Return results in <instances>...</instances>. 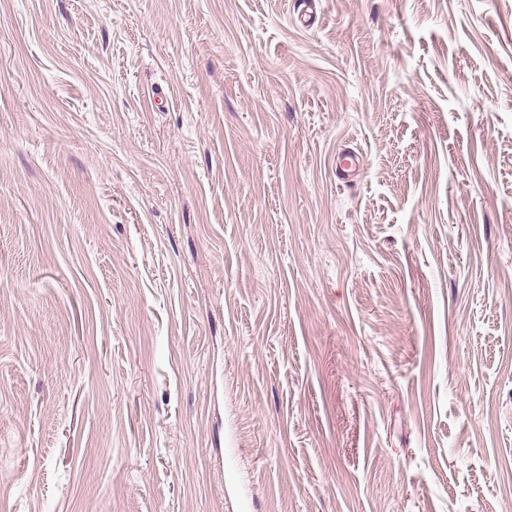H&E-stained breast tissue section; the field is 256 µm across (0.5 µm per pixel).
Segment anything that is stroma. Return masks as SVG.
I'll return each mask as SVG.
<instances>
[{
  "label": "stroma",
  "instance_id": "stroma-1",
  "mask_svg": "<svg viewBox=\"0 0 512 512\" xmlns=\"http://www.w3.org/2000/svg\"><path fill=\"white\" fill-rule=\"evenodd\" d=\"M299 2L0 0V512H512V0Z\"/></svg>",
  "mask_w": 512,
  "mask_h": 512
}]
</instances>
